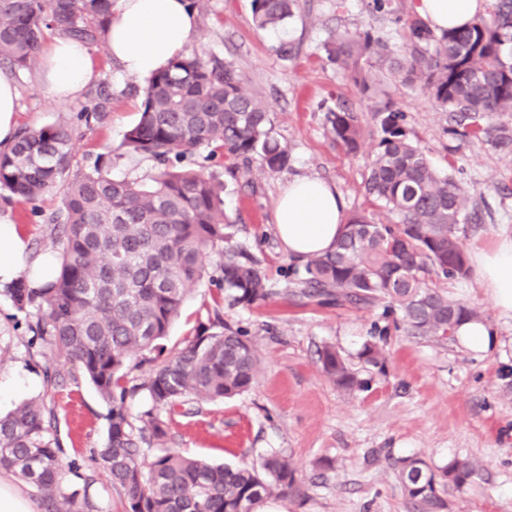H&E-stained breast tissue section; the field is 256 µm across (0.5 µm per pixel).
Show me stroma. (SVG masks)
<instances>
[{
  "label": "stroma",
  "instance_id": "obj_1",
  "mask_svg": "<svg viewBox=\"0 0 512 512\" xmlns=\"http://www.w3.org/2000/svg\"><path fill=\"white\" fill-rule=\"evenodd\" d=\"M418 0H297L288 23L263 31L253 23L252 0H201L198 32L187 53L230 61L246 90L268 105L273 135L285 145L290 163L269 173L260 158L237 171L215 159L206 170L224 183V212L234 242L261 263L276 289L285 288L291 260L275 234L276 199L288 181L317 177L333 185L346 216L393 217L365 190L368 147L380 139L379 108L395 104L410 137L432 165L452 172L469 196L472 220L462 236L467 254L489 248L493 232H512V155L494 151L483 137L462 136L448 113L423 84H406L390 69L406 42V24ZM371 31L389 47L386 56L363 59L368 89H361L324 45L338 32ZM289 55H281V45ZM97 76L74 100L52 97L40 67L13 72L19 91L17 123L60 124L73 136L72 171L88 170L101 154L118 147L141 115L142 78L124 76L106 44L92 46ZM104 104L103 122L84 125L79 112ZM357 112L366 151L347 153L329 132L328 112L338 105ZM58 191L47 192L38 213L0 198V223L16 225L29 256L51 252V216ZM438 288L476 306L500 338L495 349L475 352L459 344L409 335L387 338L385 373L368 371V390L347 394L321 371L319 351L333 345L356 370L370 340L377 308L319 306L282 297L249 308L219 301L210 278L187 296L164 341L166 353L183 348L196 328L215 315L244 329L254 343L260 373L256 386L240 396L201 405L173 416L172 445L214 464H234L280 452L299 467L301 497L273 496L264 512H413L396 477L395 465L418 456L432 468L459 458L475 460L479 471L464 489L447 487L448 512H512V315L501 313L474 276L438 279ZM30 318L0 295V414L20 401L51 393L57 437L67 458L82 466L67 475V491L88 499L94 512H126L123 494L89 460L103 443L108 408L86 381H72L69 367L49 348L29 347ZM61 372L46 390L44 370ZM366 370V369H365Z\"/></svg>",
  "mask_w": 512,
  "mask_h": 512
}]
</instances>
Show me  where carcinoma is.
<instances>
[{
	"instance_id": "cac0c4a2",
	"label": "carcinoma",
	"mask_w": 512,
	"mask_h": 512,
	"mask_svg": "<svg viewBox=\"0 0 512 512\" xmlns=\"http://www.w3.org/2000/svg\"><path fill=\"white\" fill-rule=\"evenodd\" d=\"M294 4L253 0L255 25L283 26ZM110 6L111 0H0V63L31 69L47 31L85 45L101 42ZM490 16L440 34L412 18L403 55L391 70L406 83L423 80L452 120L509 155L512 127L496 126L492 119L512 112V0H492ZM385 51L368 31L338 33L326 45L327 54L364 88L361 60ZM327 122L348 152L359 151L364 131L357 113L339 107ZM380 126L366 190L395 221L377 224L353 216L334 250L289 269L288 295L380 307L397 329L453 342L459 326L481 321V313L432 287L428 276L468 275L462 233L471 220L469 198L412 141L401 112L385 109ZM206 148L207 160L218 151L233 160L257 155L271 173L289 164L288 148L272 135L268 106L245 90L240 71L216 57L189 54L147 77L140 119L119 146L156 161L151 183L113 179L117 152L71 173L72 138L61 125L21 128L0 151L1 193L33 204L61 190V206L52 217L53 280L33 288L21 276L3 293L18 311L36 314L34 336L72 366L74 381L91 382L107 405V436L91 461L123 491L127 512H257L268 497L300 494L298 471L288 457L270 453L257 464L212 466L172 447L162 417L178 407L240 395L256 383L252 340L219 321L201 326L184 348L163 357V340L190 287L206 273L208 259L218 258V296L229 305L251 307L276 295L258 261L232 243L223 184L205 174L204 165L184 164ZM388 331L387 325L375 328L359 355L380 373ZM319 361L338 389L369 388L333 346L322 348ZM145 364L144 381L131 383L129 372ZM139 392L152 408L137 427L126 400ZM55 423L44 396L0 417V470L36 488L46 512H87L88 501L63 490L66 475L78 465L63 458ZM145 446L155 449L148 462ZM477 472L469 459L435 471L412 456L398 462L396 475L418 512H445L442 490L464 487Z\"/></svg>"
}]
</instances>
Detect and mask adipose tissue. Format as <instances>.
I'll return each instance as SVG.
<instances>
[{
    "label": "adipose tissue",
    "instance_id": "obj_1",
    "mask_svg": "<svg viewBox=\"0 0 512 512\" xmlns=\"http://www.w3.org/2000/svg\"><path fill=\"white\" fill-rule=\"evenodd\" d=\"M485 0H419L417 11L437 31L469 23ZM198 21L190 0H115L105 26L112 58L133 76L165 68L196 35ZM43 79L57 99L77 98L94 76L88 46L54 37L43 52ZM345 224L341 196L319 178H297L281 190L275 205V231L290 257L303 260L334 250ZM475 276L495 307L512 314V235L473 255Z\"/></svg>",
    "mask_w": 512,
    "mask_h": 512
}]
</instances>
